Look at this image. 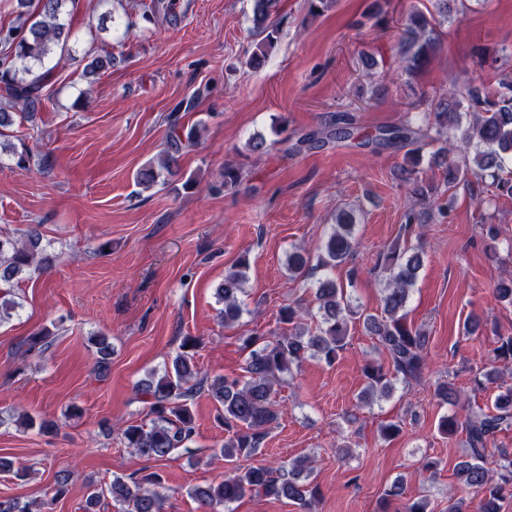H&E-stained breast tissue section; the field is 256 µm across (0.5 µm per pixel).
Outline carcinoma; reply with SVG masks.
<instances>
[{
    "label": "carcinoma",
    "instance_id": "carcinoma-1",
    "mask_svg": "<svg viewBox=\"0 0 512 512\" xmlns=\"http://www.w3.org/2000/svg\"><path fill=\"white\" fill-rule=\"evenodd\" d=\"M17 20L14 25L0 28V90L14 111L0 108V139L8 137L16 120L32 122L43 102L52 95L58 65L67 60L79 62L70 46L71 31L64 19V9L73 0H11ZM279 0H252L253 31L260 39L252 51L249 64L257 69L269 59L279 34L271 22ZM434 18L419 10L410 12L405 36L397 44L398 68L411 75L422 68L436 43ZM88 62L82 76H95L112 68L114 56L107 49L98 54H85ZM426 126L413 122L390 126L364 136L362 145L388 148L410 147L400 165L401 179L411 186L419 201L430 199L435 188L419 177V159L411 146L429 133L432 140L446 137L448 130L460 131L459 137L441 148L438 156L445 164L446 182L470 173L478 180L489 177L501 193L512 196V79L504 78L489 90L469 80L461 94L436 102L435 110L425 114ZM353 119L346 113L330 117L328 123L297 141V147L313 149L331 139H347L353 135ZM195 129L186 136L173 131L158 165L143 166L137 173L138 185L147 189L158 184L162 172L170 175L178 169L184 149L194 144ZM353 210L336 209L335 223L330 225L326 239L316 253L297 250L289 255L288 272L293 278L305 277L313 269L330 271L351 262L358 240L354 233ZM52 263L47 246L42 244L40 225L30 224L23 237L0 232V322L10 318V312L20 306L11 298L10 288L24 274L42 272ZM423 264V253L412 247L394 249L381 262L389 271L383 288L382 316L366 313L353 304L343 284L325 277L317 282L314 301L317 315L314 326L304 323L307 311L301 306L281 308L279 321L288 325L272 337L254 333L245 340L248 355L242 378H210L194 364L191 351L197 347L193 336L183 338L179 351L162 372L152 371L134 388L135 399L146 404L152 419L129 424L122 430L127 447L141 457L163 461L174 451L188 448L196 435L192 403L196 395L206 392L224 411V429L229 437L220 446L219 454L226 460L250 457L260 448L267 430L279 417L274 386L293 379L294 369L307 358L328 365L336 362L349 340L351 328L360 323L366 333L377 340L388 366L369 361L363 367L366 383L360 400L367 402L376 396L387 397L399 381L405 386L418 384L427 371L428 336L407 324V304ZM248 259L224 274L217 288L223 308L224 325L232 326L246 312L239 295L245 293ZM51 333L43 329L26 341L25 352H44L51 344ZM97 349V370L106 371L112 360V345L104 336L92 338ZM493 357L512 358V335L495 333ZM435 395L443 404L456 401L455 383L449 379L435 384ZM466 431L467 459L457 465L458 480L473 490L478 498L473 512H500L502 500L512 497V453L503 451L489 468V445L496 434L512 426V387L494 397L493 411L475 420L460 423L457 415L444 417L439 431L453 434L459 426ZM313 467L307 456L247 468H237L216 484L193 489L191 495L205 512L229 509L246 495L263 494L285 498L298 505L301 512H311L319 488L311 476ZM158 475L139 481L126 482L115 477L106 486L87 485L84 512H96V507L110 495L120 506V512H164V498L154 489Z\"/></svg>",
    "mask_w": 512,
    "mask_h": 512
}]
</instances>
